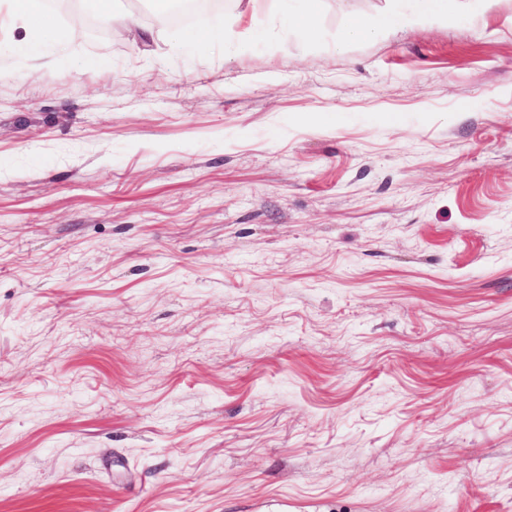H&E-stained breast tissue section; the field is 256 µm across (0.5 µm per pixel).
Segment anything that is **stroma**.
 <instances>
[{
    "mask_svg": "<svg viewBox=\"0 0 512 512\" xmlns=\"http://www.w3.org/2000/svg\"><path fill=\"white\" fill-rule=\"evenodd\" d=\"M447 7L0 12V512H512V0ZM9 5V17L13 23L25 27H39L44 30L53 25V16L44 8L41 1L9 0ZM395 25L396 20L391 14L353 17L346 24L336 46L337 48H343L351 41L359 38L378 37ZM176 38H185L190 37L199 41L208 42L215 39H220L224 41V44L227 48L232 49H244V43H241L236 40L226 29L213 27L212 29H205L196 31L194 33H185L181 31H177L174 33Z\"/></svg>",
    "mask_w": 512,
    "mask_h": 512,
    "instance_id": "stroma-1",
    "label": "stroma"
}]
</instances>
